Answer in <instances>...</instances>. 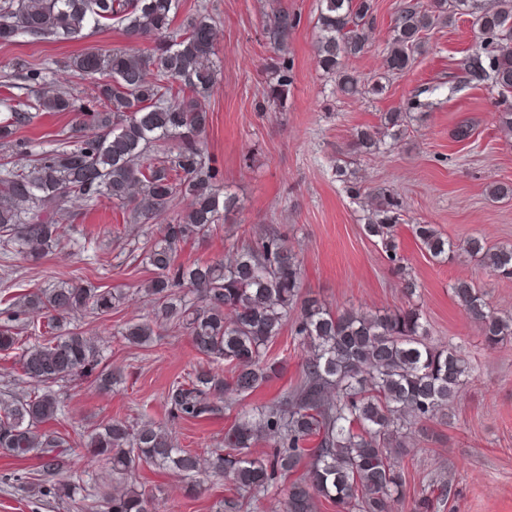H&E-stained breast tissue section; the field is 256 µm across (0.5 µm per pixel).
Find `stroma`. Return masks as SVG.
Masks as SVG:
<instances>
[{
	"label": "stroma",
	"mask_w": 512,
	"mask_h": 512,
	"mask_svg": "<svg viewBox=\"0 0 512 512\" xmlns=\"http://www.w3.org/2000/svg\"><path fill=\"white\" fill-rule=\"evenodd\" d=\"M400 0H374L375 29L367 51L349 60L362 80H383L382 95L343 96L324 73L316 55L318 0H181L178 19L200 13L216 27L218 81L205 105L213 123L204 136L206 156L223 175L239 209L222 230L203 242L185 245L180 260H229L230 242L238 226L259 235L277 228L303 260L304 289L332 307H353L375 313L405 302L399 279L380 245L363 231V215L374 193L386 188L406 204L397 228L399 252L421 285L417 302L435 341L462 347L476 366V377L460 392L448 418H436L431 440H416L419 452L405 456L409 497L429 482L453 481L456 498L443 512H512V339L495 352L485 350L477 329L456 305L450 286L456 279L472 281L499 314L512 316V279H501L467 255L439 264L415 239L411 227L432 224L461 242L484 237L489 245H512V196L495 198L492 186L512 185V135L501 128L497 94L489 85L458 87L448 77L456 72L478 38L469 22L455 19L428 35V48L410 70L389 76L385 56ZM288 9L300 24L288 36L293 82L282 106L264 97L267 64L274 54L266 29L274 15ZM121 30L109 26L87 31L74 42L21 38L0 44V76L21 58L57 67L54 89L81 98L91 82L73 78L71 58L127 46ZM417 109H408L411 100ZM409 110L405 137L390 141L380 152L356 150L358 131L377 126L381 113ZM360 189L351 197L338 181L337 166ZM65 226L59 247L36 262L15 257L22 277L0 281L1 299L19 296L43 285L47 269L71 271L80 283L126 288L133 297L108 317L73 320L89 335L106 342L107 363L124 381L111 390L91 380L63 384L68 409L66 430L90 428L111 419L163 423L172 428L179 447L220 448L237 412L271 404L297 381L301 353L289 333L271 345L273 356L287 357L281 376L247 396L226 395L220 414L202 420L171 418L166 396L173 382L204 362L188 336L161 332L151 347L128 344L117 332L126 323L151 315L141 286L152 271L128 256L135 241L157 232L159 220H133L129 210L100 198L92 206L62 215ZM86 243L96 253L85 259L76 248ZM432 446V455L421 452ZM203 489L188 497L182 478L171 471L140 465L131 485L153 495L156 512H222L232 492L224 482L200 474ZM0 512H73L69 505L20 491L0 481Z\"/></svg>",
	"instance_id": "obj_1"
}]
</instances>
